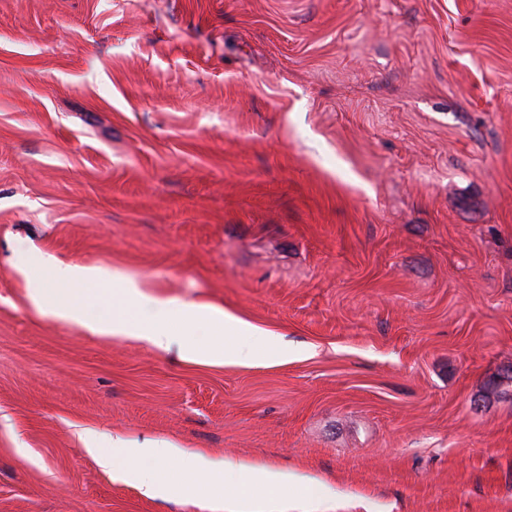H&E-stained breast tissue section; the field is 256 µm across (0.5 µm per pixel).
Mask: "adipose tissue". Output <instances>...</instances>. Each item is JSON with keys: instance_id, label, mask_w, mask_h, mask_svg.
Segmentation results:
<instances>
[{"instance_id": "obj_1", "label": "adipose tissue", "mask_w": 512, "mask_h": 512, "mask_svg": "<svg viewBox=\"0 0 512 512\" xmlns=\"http://www.w3.org/2000/svg\"><path fill=\"white\" fill-rule=\"evenodd\" d=\"M82 441L86 452L110 474L113 482L134 485L152 499H167L185 488L191 490L192 500L204 512H329L323 500L295 494V487L309 486L312 480L294 471L217 461L165 439L142 443L133 438L89 433ZM165 462L186 464L189 478L170 476L161 468ZM227 473L237 474L243 489L214 492L216 477Z\"/></svg>"}]
</instances>
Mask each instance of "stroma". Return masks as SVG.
Returning <instances> with one entry per match:
<instances>
[{"mask_svg": "<svg viewBox=\"0 0 512 512\" xmlns=\"http://www.w3.org/2000/svg\"><path fill=\"white\" fill-rule=\"evenodd\" d=\"M116 270L311 354L40 313ZM512 0H0V512H199L85 431L512 512Z\"/></svg>", "mask_w": 512, "mask_h": 512, "instance_id": "35a3bbf8", "label": "stroma"}]
</instances>
